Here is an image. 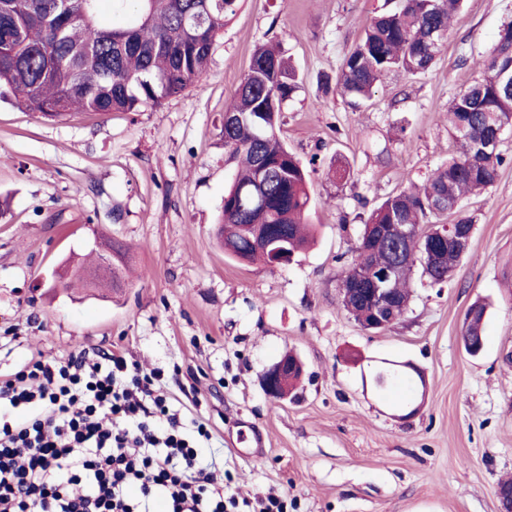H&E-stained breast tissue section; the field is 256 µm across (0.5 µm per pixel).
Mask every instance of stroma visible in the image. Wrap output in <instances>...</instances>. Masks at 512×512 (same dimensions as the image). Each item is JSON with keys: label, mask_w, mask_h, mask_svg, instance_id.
<instances>
[{"label": "stroma", "mask_w": 512, "mask_h": 512, "mask_svg": "<svg viewBox=\"0 0 512 512\" xmlns=\"http://www.w3.org/2000/svg\"><path fill=\"white\" fill-rule=\"evenodd\" d=\"M385 0H243L216 37L208 73L161 107L46 119L0 92V375L86 350L154 369L168 403L211 438L204 461L228 492H269L297 512H499L512 479V133L497 182L465 199L475 219L452 281L414 275L390 328L365 332L339 301L364 218L423 184L456 151L448 107L512 21V0H464L426 72L388 74L354 108L336 84L345 54ZM278 42L299 88L279 138L310 167L316 242L288 264L243 263L216 238L237 163L224 109L256 45ZM350 169L336 180L332 167ZM119 247L122 288L65 289L58 275ZM488 306L482 354L462 344L471 304ZM304 364L270 399L263 374L285 353ZM407 361L425 380L402 415L372 376ZM248 421L264 439L240 452Z\"/></svg>", "instance_id": "stroma-1"}]
</instances>
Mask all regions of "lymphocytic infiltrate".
<instances>
[{"instance_id":"1","label":"lymphocytic infiltrate","mask_w":512,"mask_h":512,"mask_svg":"<svg viewBox=\"0 0 512 512\" xmlns=\"http://www.w3.org/2000/svg\"><path fill=\"white\" fill-rule=\"evenodd\" d=\"M151 375L119 355L0 378V512H237Z\"/></svg>"}]
</instances>
